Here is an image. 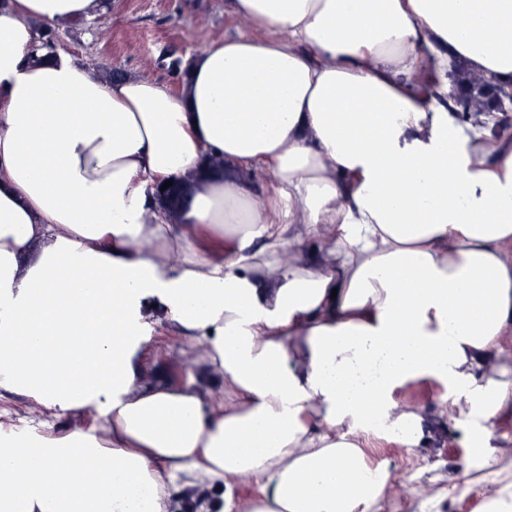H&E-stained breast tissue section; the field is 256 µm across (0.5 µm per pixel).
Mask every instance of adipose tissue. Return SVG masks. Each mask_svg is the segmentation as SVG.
<instances>
[{"label":"adipose tissue","instance_id":"adipose-tissue-1","mask_svg":"<svg viewBox=\"0 0 512 512\" xmlns=\"http://www.w3.org/2000/svg\"><path fill=\"white\" fill-rule=\"evenodd\" d=\"M106 0H0V512H381L371 450L436 384L486 460L512 419V128L427 74L512 83V0H228L183 84L42 54ZM222 157L237 175L204 172ZM264 177L255 199L242 172ZM191 192L178 212L158 185ZM317 244L321 256L283 261ZM168 328L224 397L141 389ZM28 474L16 482L17 471ZM253 487L239 498L240 485ZM480 76L469 70L464 64L457 63L448 67L445 82L459 87L460 85H468L471 89L479 86Z\"/></svg>","mask_w":512,"mask_h":512}]
</instances>
